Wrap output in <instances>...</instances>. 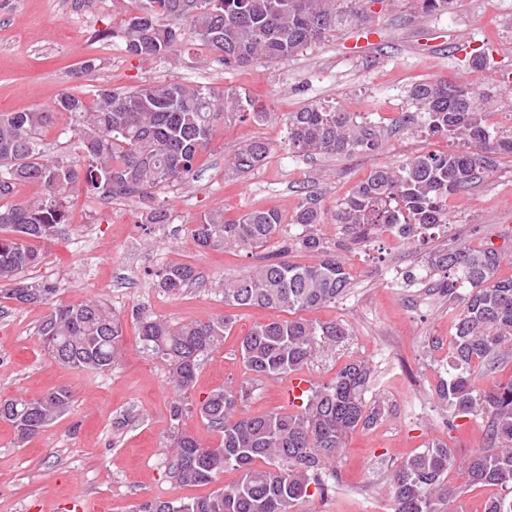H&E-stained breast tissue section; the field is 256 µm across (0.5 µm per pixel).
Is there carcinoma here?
<instances>
[{
	"label": "carcinoma",
	"instance_id": "carcinoma-1",
	"mask_svg": "<svg viewBox=\"0 0 512 512\" xmlns=\"http://www.w3.org/2000/svg\"><path fill=\"white\" fill-rule=\"evenodd\" d=\"M134 13L121 27L123 50L142 61L170 57L183 44L182 31L219 55L226 68L272 64L297 55L336 30L358 24L359 0H132ZM458 0H412L424 13H450ZM491 93L445 79L416 83L408 90L412 110L402 127L455 144L428 150L397 167L379 166L336 203L334 223L366 241L376 231H395L412 242L449 221L448 203L481 183L499 156L512 157V129L493 133L487 125ZM268 117L248 92L176 80L145 82L126 90L100 85L91 101L62 93L48 109L0 113V199L18 185L40 187L20 203L0 204V285L3 298L28 306H49L37 334L58 363L104 372L114 366L123 333L120 319L105 303L89 298L54 304L53 285L25 278L37 265L35 242H48L68 223L69 194L82 191L91 200L136 195L153 204L142 223L162 224L166 212L156 192L185 183L220 124ZM67 122L68 149L52 155L41 148L43 131ZM288 151L306 158L350 156L379 147L377 126L335 106L312 104L286 114ZM270 143L250 140L226 167L243 176L258 168ZM326 209L309 194L290 217L277 209H254L229 217L214 209L191 227L201 248L254 252L286 226L301 232L283 238L281 252L260 254L250 272L218 281L229 309L263 308L279 316L255 323L240 341L245 377L229 380L204 399H191L201 359L224 345L233 324L226 314L172 324L138 311L135 320L142 348L167 368L177 393L169 406L176 432L164 445L172 477L180 484H208L225 473L235 479L212 494L178 505L146 500L134 512H303V504L325 496L336 482V458L345 439L374 427L385 407L365 398L374 377L364 359L344 364L324 383H312L294 410H246L258 383L297 373L336 351L349 336L342 320L314 317L347 292L345 261L317 234ZM299 250L315 261L286 259ZM503 260L496 248H437L428 269L444 275V292L462 307L448 351V378L434 387L452 429L459 418H487L484 443L465 459L434 439L407 456L392 471L388 492L393 512H447L457 496L448 473L466 471L470 484L493 487L484 512H512V378L478 386L474 367H494L512 355V279L498 276ZM157 287L178 294L199 279L188 264H164L155 272ZM72 403V391L59 387L39 398L0 400V421L25 443L39 435ZM196 415L221 436L215 448L204 446L180 422Z\"/></svg>",
	"mask_w": 512,
	"mask_h": 512
}]
</instances>
